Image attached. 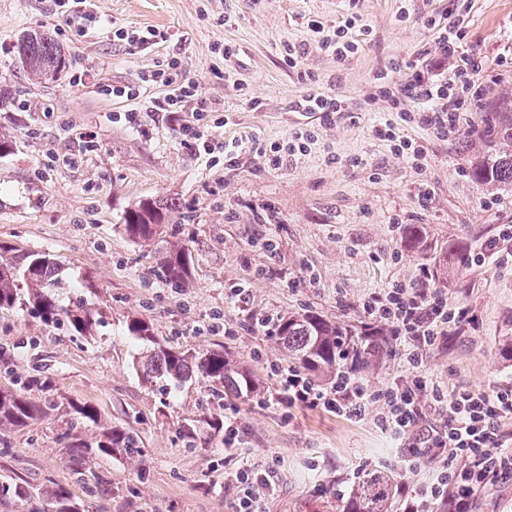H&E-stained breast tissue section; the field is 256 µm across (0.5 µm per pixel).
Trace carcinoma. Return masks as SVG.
<instances>
[{
    "instance_id": "carcinoma-1",
    "label": "carcinoma",
    "mask_w": 512,
    "mask_h": 512,
    "mask_svg": "<svg viewBox=\"0 0 512 512\" xmlns=\"http://www.w3.org/2000/svg\"><path fill=\"white\" fill-rule=\"evenodd\" d=\"M19 61L28 79L34 83L56 78L67 67L66 55L55 40L44 32H28L15 45ZM473 177L485 184L512 185V151L504 150L490 157L472 171ZM181 204L161 202L153 198L137 201L124 215L123 230L136 242H149L162 234L170 223V214ZM406 246L420 248L426 243V230L420 224L405 229ZM192 258L187 245H171L160 260L159 276L168 284L181 288L191 276ZM63 268L51 255L41 251L14 252L0 243V310H21L39 320L47 328L62 327L69 335L92 337L100 324V311L94 305L79 302L64 305L59 299ZM130 336L147 347L142 377L151 383L165 379L177 384L197 376L222 393L248 397L259 389L255 375L225 349L205 352L176 350L163 345L152 326L139 316L127 322ZM274 336L287 352L295 367L318 379L350 366L356 370L391 352L387 337L377 328L358 334L339 322L320 315L297 314L279 320ZM54 379L39 371L19 379L15 390L0 389V427L25 428L40 418L42 406L31 397L33 392L49 394ZM71 418L61 434L63 450L70 470L85 480L92 476L96 493L112 495L108 476L89 471L92 462L105 457H125L137 461L138 472H146L147 461L133 432L126 426L112 424L101 437L88 440L72 430L73 423L97 422L100 412L86 401L66 399ZM395 484L379 471L367 472L355 485L338 512H389ZM34 495L24 480L10 474L0 475V501L19 499L31 501ZM52 512H85L69 490L53 485L44 491Z\"/></svg>"
}]
</instances>
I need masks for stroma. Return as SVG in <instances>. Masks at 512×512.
Listing matches in <instances>:
<instances>
[{
    "label": "stroma",
    "instance_id": "obj_1",
    "mask_svg": "<svg viewBox=\"0 0 512 512\" xmlns=\"http://www.w3.org/2000/svg\"><path fill=\"white\" fill-rule=\"evenodd\" d=\"M103 28L81 37L53 16L46 0H0V134L12 151L0 157V241L20 251H43L65 266L68 281L91 276L95 294L74 287L71 301L95 298L103 323L93 337L48 330L21 311H0V388L17 376L47 368L59 394L96 405L99 436L110 423L131 428L144 448L150 474L139 479L134 462L97 461L112 477V497L89 496L67 466L60 435L63 404L46 405L22 430L0 429L10 454L0 474L15 472L33 488L65 486L87 512H230L228 480L240 467L268 461L273 494L267 512H336L360 477L380 469L399 477L393 512H403L427 468L407 469L404 448L377 424V408L347 419L301 406L276 404L272 365H288L273 331L253 318L310 311L350 326L368 323L362 304L389 283L416 281L422 266L443 265L440 287L450 306L467 308L470 324L449 329L425 369L444 391L488 389L512 381V363L500 340L512 336V269L467 263L468 254L512 225V186L481 184L473 167L504 146L499 96L512 97V67L497 61L512 48V0H92ZM359 17L360 43L348 60L317 46V27L331 29ZM462 21L495 78L484 104L467 117L458 137L441 140L424 125L402 122L381 84L405 82L409 63L435 46L425 20ZM154 29L161 46L132 49L113 29ZM28 30L48 32L84 82L63 73L40 85L28 82L13 45ZM232 55H225V48ZM300 49L296 66L289 48ZM179 61L200 84L201 97L223 127L216 136L263 143L287 141L299 128L314 140L280 168L251 153L236 166L210 167L185 144L180 129L195 102L178 112H140L137 125L118 115L133 101L106 95L105 87L139 83L143 73ZM340 98L344 111L298 112L311 90ZM400 126L422 145L420 168L377 139L379 122ZM97 148L82 153L80 134ZM69 163L48 164V152ZM431 199L419 205L421 186ZM144 197L182 203L185 221L164 238L133 242L122 229L127 207ZM427 228L423 250L404 246L405 227ZM186 242L194 256L188 287L157 275L168 245ZM248 290L234 305L231 288ZM153 326L167 346L202 351L225 347L264 382L260 394L216 399L198 379L163 392L145 384L134 363L143 351L126 331L131 316ZM217 415L237 419L241 443L221 439L187 446L179 431L204 427Z\"/></svg>",
    "mask_w": 512,
    "mask_h": 512
}]
</instances>
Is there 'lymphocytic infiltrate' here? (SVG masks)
<instances>
[{
    "label": "lymphocytic infiltrate",
    "instance_id": "obj_1",
    "mask_svg": "<svg viewBox=\"0 0 512 512\" xmlns=\"http://www.w3.org/2000/svg\"><path fill=\"white\" fill-rule=\"evenodd\" d=\"M436 52L452 60L451 75L433 73L430 66H412L411 74L397 89L380 87L379 95L393 108L402 102L413 105L404 113L408 123L422 124L437 137H456L467 112L478 108L485 85L479 76L485 63L478 50L468 44L460 27L436 25ZM164 88L166 94L156 109L179 111L186 99L197 97L198 84L187 78L179 63H170L142 78L140 85L112 88L116 97L131 100L143 96L145 87ZM185 142L195 144L209 165H233L239 143H224L209 132L208 108L199 105L193 123L184 125ZM365 314L396 336L399 355L408 377L378 388L341 373L328 387L315 386L294 366H279L276 400L280 403L320 409L347 418L363 417L372 407H380L382 430L407 441L408 463L429 468L430 479L407 500L403 512H430L431 505L445 502L449 512H473L478 490L505 478H512V432L505 428L512 421V382L491 390L461 389L441 393L436 381L424 368L425 359L441 344L449 327L468 320L465 309L448 304L446 294L429 287L427 273H419L413 285L391 283L363 303ZM436 410L439 419L426 420L427 410ZM269 472L259 463L239 468L232 481V512H266L262 490Z\"/></svg>",
    "mask_w": 512,
    "mask_h": 512
}]
</instances>
